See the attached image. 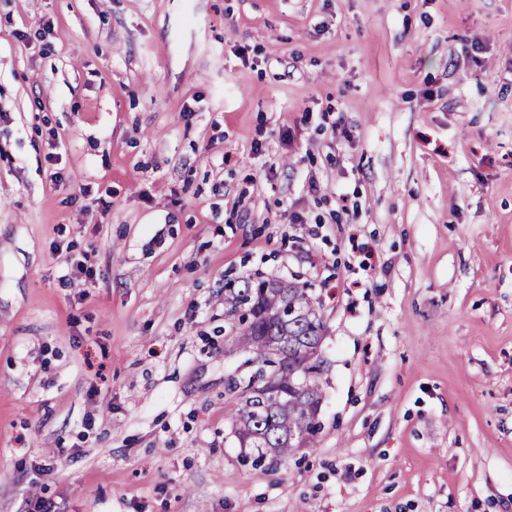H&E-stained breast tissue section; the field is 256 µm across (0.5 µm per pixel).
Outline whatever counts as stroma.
<instances>
[{"label": "stroma", "instance_id": "1", "mask_svg": "<svg viewBox=\"0 0 512 512\" xmlns=\"http://www.w3.org/2000/svg\"><path fill=\"white\" fill-rule=\"evenodd\" d=\"M244 276L325 323L261 477ZM39 499L512 512V0H0V512ZM95 268L90 254L81 255V259L71 263L67 274L63 275V281L70 287L88 288L93 282Z\"/></svg>", "mask_w": 512, "mask_h": 512}]
</instances>
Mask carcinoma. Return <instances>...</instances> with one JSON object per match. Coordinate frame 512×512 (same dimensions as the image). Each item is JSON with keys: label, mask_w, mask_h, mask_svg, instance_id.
Instances as JSON below:
<instances>
[{"label": "carcinoma", "mask_w": 512, "mask_h": 512, "mask_svg": "<svg viewBox=\"0 0 512 512\" xmlns=\"http://www.w3.org/2000/svg\"><path fill=\"white\" fill-rule=\"evenodd\" d=\"M224 304L238 315L236 343L270 377L266 386L235 378L226 384L238 398L237 436L252 449L245 460L261 475L317 442L324 325L310 289L298 284L244 277L225 286Z\"/></svg>", "instance_id": "carcinoma-1"}]
</instances>
